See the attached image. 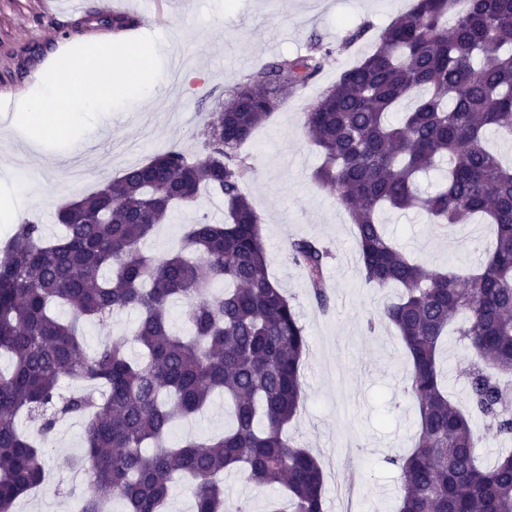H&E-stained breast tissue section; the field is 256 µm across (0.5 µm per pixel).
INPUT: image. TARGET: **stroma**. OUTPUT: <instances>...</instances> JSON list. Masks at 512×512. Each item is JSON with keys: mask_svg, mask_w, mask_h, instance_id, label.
Masks as SVG:
<instances>
[{"mask_svg": "<svg viewBox=\"0 0 512 512\" xmlns=\"http://www.w3.org/2000/svg\"><path fill=\"white\" fill-rule=\"evenodd\" d=\"M413 0H127L125 11L144 22L142 35L159 39L161 74L148 103L131 102L99 116L73 145L47 152L32 150L22 137L4 149L6 159L23 164L32 177L24 215L58 232L54 214L61 201L82 197L149 161L170 147L190 156L200 151L199 133L217 108V95L260 65L282 56L306 54L314 43L330 46L321 74L289 97L282 109L253 135L243 153L251 168L246 192L261 218V235L271 280L295 304L305 327L308 351L303 401L286 431L309 450L324 472L326 512H335L339 484L352 485L355 512H398V472L390 458L415 442L417 412L405 391L412 364L394 327L368 330L367 321L399 290L366 281L358 262L354 227L333 189L315 184L311 174L322 162L304 135L301 116L338 74L371 52V39L351 46L343 40L369 23L386 26L406 13ZM110 0H0V127L18 102L36 90L57 57V42L69 46L110 37L111 28L87 25L89 15L111 12ZM181 67H172L173 59ZM214 98H207V91ZM205 111H198V100ZM224 220L222 197L202 192L196 202L177 206L172 223L146 241L145 254L161 256L180 243L189 224L201 217ZM383 225L410 258L461 279L474 275L492 229L482 219L440 230L426 213L388 212ZM301 237L323 241L332 257L326 269L330 309L321 312L302 271L288 259V244ZM230 417L223 397L206 412L180 422L179 439L199 441L221 434ZM84 422L60 421L49 438L42 492L18 500L16 512H69L74 497L62 484L83 488L74 468L83 452ZM224 486L248 512H268L281 497L277 486L249 484L237 471Z\"/></svg>", "mask_w": 512, "mask_h": 512, "instance_id": "obj_1", "label": "stroma"}]
</instances>
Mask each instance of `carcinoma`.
I'll return each mask as SVG.
<instances>
[{
	"instance_id": "1",
	"label": "carcinoma",
	"mask_w": 512,
	"mask_h": 512,
	"mask_svg": "<svg viewBox=\"0 0 512 512\" xmlns=\"http://www.w3.org/2000/svg\"><path fill=\"white\" fill-rule=\"evenodd\" d=\"M415 0L376 34L374 50L343 70L303 112V128L323 154L313 173L355 228L367 281L403 294L378 320L396 328L412 373L418 440L391 463L400 481L398 512H512V450L491 466L476 448L512 441V166L484 144L495 129L512 137V0ZM96 20L119 33L141 20L126 13ZM330 50L260 66L219 103L200 133L202 157L169 149L127 169L56 212L48 238L30 219L0 245V512L42 487L47 442L20 431L18 416L40 422L43 438L64 418L85 423L77 512H164L176 481L190 478L193 512H245L224 491V472L240 469L256 486L285 487L270 512H325L324 474L284 428L300 408L308 349L295 305L267 271L260 216L244 191L250 166L241 147L308 86ZM412 100L411 108L401 105ZM442 171V186L418 194L416 177ZM224 199V223L188 226L180 248L161 257L139 245L172 221L174 208L201 188ZM423 209L451 228L485 216L495 242L465 286L450 272L410 261L378 214ZM319 309H329L325 268L331 250L313 239L289 243ZM66 306L71 319L52 313ZM183 306L184 333L168 316ZM139 313L133 340L111 338L84 350L79 322L105 325ZM455 330L470 353L471 412L477 433L448 394L439 352ZM80 383L68 395L63 379ZM224 395L233 424L205 442L167 445L172 423Z\"/></svg>"
}]
</instances>
